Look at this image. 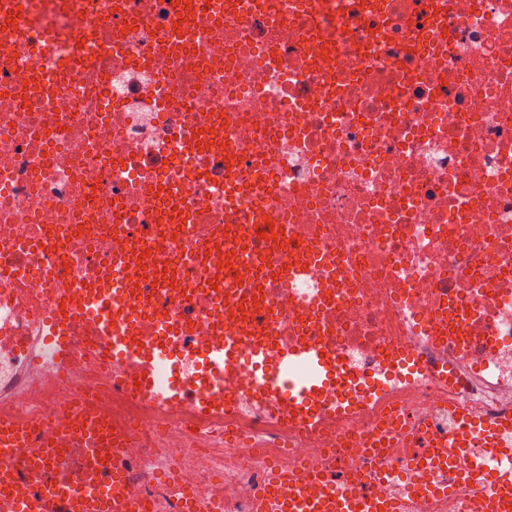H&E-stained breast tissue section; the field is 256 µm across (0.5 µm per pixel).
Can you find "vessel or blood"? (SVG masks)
<instances>
[{
  "mask_svg": "<svg viewBox=\"0 0 512 512\" xmlns=\"http://www.w3.org/2000/svg\"><path fill=\"white\" fill-rule=\"evenodd\" d=\"M240 350L237 338L230 335L209 347L204 362L219 376L238 361ZM283 362L289 370L302 368L305 378L290 383L287 392L274 395L272 402L294 413L302 424H312L310 393L336 382L334 365L312 343L287 353ZM58 426L71 442L85 448L84 462L94 464L98 473L95 489L82 490L74 481L55 479L61 453L47 448L36 457L25 454L28 435L8 422L0 428V454L20 458L21 464L0 469V512H145L142 503L125 497L122 471L112 461L123 445L121 434L113 433L84 405L60 419ZM423 461L422 477L412 485V493H438L428 475L447 469L471 480L483 512H512V422L484 425L458 418L448 438L434 441ZM293 484L295 490L288 497L263 495L265 506L273 512H393L386 498L347 493L317 475L294 478Z\"/></svg>",
  "mask_w": 512,
  "mask_h": 512,
  "instance_id": "1",
  "label": "vessel or blood"
}]
</instances>
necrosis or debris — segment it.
Returning a JSON list of instances; mask_svg holds the SVG:
<instances>
[{"instance_id": "necrosis-or-debris-1", "label": "necrosis or debris", "mask_w": 512, "mask_h": 512, "mask_svg": "<svg viewBox=\"0 0 512 512\" xmlns=\"http://www.w3.org/2000/svg\"><path fill=\"white\" fill-rule=\"evenodd\" d=\"M123 2L0 13L21 35L0 53V419L75 454L52 423L80 403L110 417L130 435L124 492L148 512H260L275 468L400 512H479L451 472L434 478L452 493L422 499L402 474L423 432L512 414V0ZM88 25L101 47L80 46ZM227 231L250 249H214ZM133 249L147 281L179 283L144 313L121 294ZM299 260L301 279L278 278ZM102 276L101 302L62 314ZM255 301L268 360L312 341L346 378L309 428L238 368L209 388L214 415L181 391L185 357ZM106 319L167 352L166 401L91 356Z\"/></svg>"}]
</instances>
